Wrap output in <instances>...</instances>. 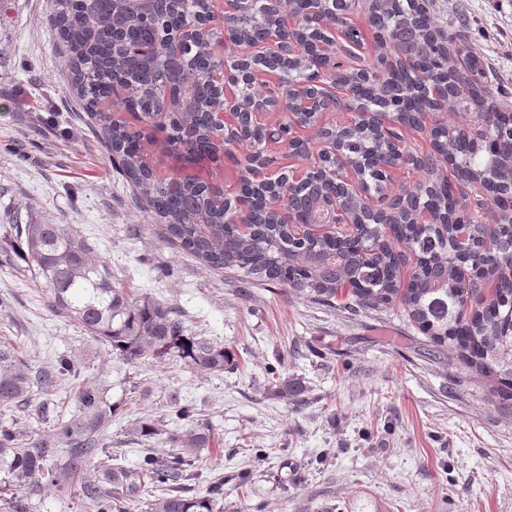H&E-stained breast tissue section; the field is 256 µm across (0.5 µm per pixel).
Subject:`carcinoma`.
<instances>
[{
    "mask_svg": "<svg viewBox=\"0 0 512 512\" xmlns=\"http://www.w3.org/2000/svg\"><path fill=\"white\" fill-rule=\"evenodd\" d=\"M222 0H175L161 13L141 16L115 9L112 0H56L52 18L65 48L67 63L80 88L85 110L103 122V135L113 168L136 189L135 203L144 205L159 222L166 239L214 269L234 270L244 278L266 279L300 291L311 298L334 304L343 301L351 312L363 309H402L428 339L434 351L450 354L502 391H512V219H507L509 200L493 197L502 210V222L487 224L489 203L480 190L466 181L458 187L457 209L448 223L396 224L391 242L382 252L369 255L370 242L383 234L377 224H358L346 241L330 238L293 241L287 225L276 223L277 212L288 207V192L273 193L253 205L246 214L252 233L243 234L224 223L229 201L209 193L191 173L176 178L152 164L155 137L143 131L146 112L165 94L174 98L176 111L167 115V144L173 150L219 152L224 134L211 123L209 109L222 105L210 90L213 66L224 57V40L197 31L200 17H221ZM262 0H251L247 18L236 17L254 31L265 23ZM380 46L400 40L420 46L424 79L401 75L399 80L414 103L426 105L420 86L446 82L450 87L448 110L464 118L449 128L438 124L430 135L446 161L463 158L477 177L493 172L512 184V155L508 145L512 127L505 110L473 112L477 100H506L512 90L504 86L493 67L478 53L468 58L469 74L453 67L455 40L475 44L480 36L461 24L455 35L438 26L434 13L419 0H374L364 11ZM186 32L185 48L177 67L166 59L170 34ZM147 42L154 58L145 61L115 49V42ZM342 63L335 71L312 62L293 66L285 82L313 85L321 82L341 91V81H352L367 70L371 78L386 81L390 74L381 63L364 61L356 51L337 50ZM190 82L201 101H177L179 83ZM131 120H112L115 112ZM401 134L390 129L378 133L361 127L346 138L344 150L356 159L381 155ZM441 161L417 166L421 180L401 196L409 203L437 211L448 207L440 190L430 185L445 180ZM365 195L353 198L359 211L386 193L384 178L373 168L361 171ZM474 224L478 233L498 240L496 258L477 252L464 258L459 253L460 225ZM21 246L28 265L45 281L49 306L74 320L88 336L108 347L121 359L136 363L145 359L179 358L211 374L234 366L224 346L188 333L185 322L167 305L138 297L113 283L111 268L91 256L85 241L62 224L14 225V233L0 238V251ZM77 375L65 357L45 369L34 364L14 346L0 344V404L31 402L51 395L62 379ZM78 409L68 418L57 417L49 434L28 439L14 424H0V483L15 490L11 512H31L32 496L44 487L61 488L59 476L83 477L79 496L84 512H128L129 505L151 489L167 496L150 504L152 512H223L224 478L188 494L195 479L199 450L213 438L206 428L167 432L141 420L137 434L144 441L166 444L167 453L149 448L134 468L111 467L103 479L85 476L91 460L103 453L105 435L112 424V404L95 384L78 392Z\"/></svg>",
    "mask_w": 512,
    "mask_h": 512,
    "instance_id": "1",
    "label": "carcinoma"
}]
</instances>
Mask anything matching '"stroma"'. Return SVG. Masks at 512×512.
<instances>
[{
  "label": "stroma",
  "instance_id": "obj_1",
  "mask_svg": "<svg viewBox=\"0 0 512 512\" xmlns=\"http://www.w3.org/2000/svg\"><path fill=\"white\" fill-rule=\"evenodd\" d=\"M55 0H0V237L15 221L66 224L122 287L177 309L191 335L224 346L236 365L216 375L179 359L129 364L55 313L35 273L0 254V342L62 382L51 414L70 416L81 383L109 385L105 441L116 466L143 455L134 433L189 402L214 447L194 486L226 477L224 512H512V396L455 359L434 356L397 310L356 313L284 286L244 282L168 242L112 170L99 123L71 86ZM482 32L476 47L512 81V0H448ZM301 381L300 397L277 393Z\"/></svg>",
  "mask_w": 512,
  "mask_h": 512
}]
</instances>
